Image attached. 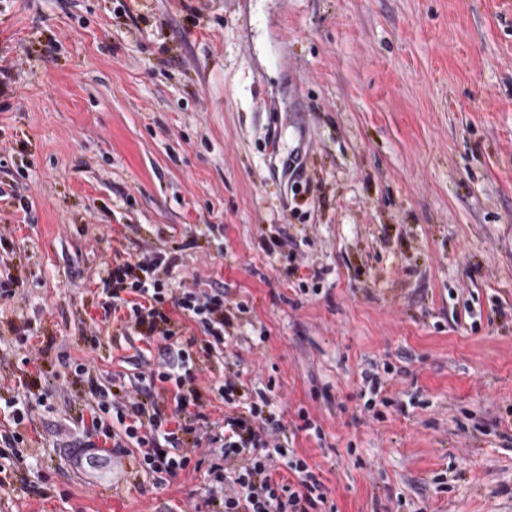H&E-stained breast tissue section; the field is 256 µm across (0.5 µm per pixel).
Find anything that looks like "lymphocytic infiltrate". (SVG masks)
<instances>
[{
  "instance_id": "f902f5d3",
  "label": "lymphocytic infiltrate",
  "mask_w": 512,
  "mask_h": 512,
  "mask_svg": "<svg viewBox=\"0 0 512 512\" xmlns=\"http://www.w3.org/2000/svg\"><path fill=\"white\" fill-rule=\"evenodd\" d=\"M179 260L177 252L157 249L150 256L131 255L113 264L103 282L101 304L105 313L118 315L122 335L155 344L154 357L139 356L138 363L149 368L148 384H172L173 408L159 405L139 386L116 395L111 385L92 377L86 363L66 360L76 383L85 388L89 413L82 436L68 440V447L83 459L106 447L121 453L134 446L143 471L173 476L191 465L187 436L203 430L210 455L207 502L212 512H318L325 496L306 458L266 439L276 416L273 385L252 389L249 399L240 404L234 395L235 379L226 378L213 386L226 406L222 426L211 428L201 412V393L191 381L210 361L216 345L231 341L229 329L247 306L227 305L220 288L200 292L174 287L169 275ZM172 306L201 327L203 339H183L179 322L168 312ZM280 463L297 474L298 485L277 477Z\"/></svg>"
}]
</instances>
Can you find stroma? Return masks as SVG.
I'll use <instances>...</instances> for the list:
<instances>
[{
    "label": "stroma",
    "mask_w": 512,
    "mask_h": 512,
    "mask_svg": "<svg viewBox=\"0 0 512 512\" xmlns=\"http://www.w3.org/2000/svg\"><path fill=\"white\" fill-rule=\"evenodd\" d=\"M0 67V397L36 407L0 512H210L205 470L61 447L59 356L133 381L141 341L85 338L156 248L248 306L203 413L275 381L321 512H512V0H0Z\"/></svg>",
    "instance_id": "obj_1"
}]
</instances>
